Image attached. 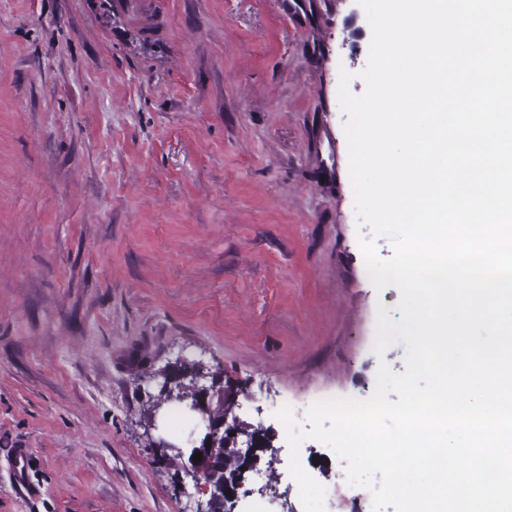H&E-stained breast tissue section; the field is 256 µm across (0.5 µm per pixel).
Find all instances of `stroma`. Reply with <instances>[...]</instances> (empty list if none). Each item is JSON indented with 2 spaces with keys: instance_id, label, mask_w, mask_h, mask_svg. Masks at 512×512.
Listing matches in <instances>:
<instances>
[{
  "instance_id": "1",
  "label": "stroma",
  "mask_w": 512,
  "mask_h": 512,
  "mask_svg": "<svg viewBox=\"0 0 512 512\" xmlns=\"http://www.w3.org/2000/svg\"><path fill=\"white\" fill-rule=\"evenodd\" d=\"M357 0H0V512H195L140 425L152 372L201 360L346 512H372L269 402L371 395L341 72ZM27 465L15 477L13 457Z\"/></svg>"
}]
</instances>
